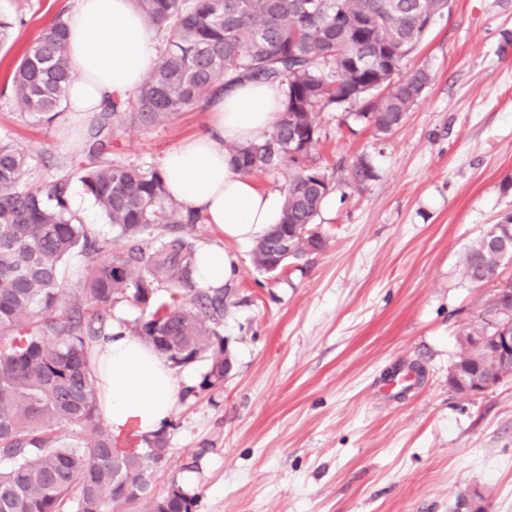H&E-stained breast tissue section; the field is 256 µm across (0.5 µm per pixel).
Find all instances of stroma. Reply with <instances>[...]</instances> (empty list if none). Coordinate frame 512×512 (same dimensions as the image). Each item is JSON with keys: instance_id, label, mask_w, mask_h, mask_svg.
Instances as JSON below:
<instances>
[{"instance_id": "stroma-1", "label": "stroma", "mask_w": 512, "mask_h": 512, "mask_svg": "<svg viewBox=\"0 0 512 512\" xmlns=\"http://www.w3.org/2000/svg\"><path fill=\"white\" fill-rule=\"evenodd\" d=\"M73 0H0L14 23L0 44V139L29 155L26 184L86 158L94 113L52 123L21 114L5 85L16 63ZM410 68L432 81L394 132L324 111L314 165L332 175L316 228L319 253L270 275L253 243H227L236 276L224 341L231 371L203 387L206 362L175 368L189 383L165 428L156 494L178 483L195 512H454L464 493L512 512V378L478 395L448 384L466 332L498 280L474 283L464 250L512 212V0H450ZM206 111L152 127L124 124L112 157L160 167L205 130ZM367 155L376 177L347 189L343 167ZM69 207L89 230L112 228L72 177Z\"/></svg>"}]
</instances>
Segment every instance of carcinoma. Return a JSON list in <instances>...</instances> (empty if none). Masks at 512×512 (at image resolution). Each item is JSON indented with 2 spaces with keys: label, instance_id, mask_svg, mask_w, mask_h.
Masks as SVG:
<instances>
[{
  "label": "carcinoma",
  "instance_id": "1",
  "mask_svg": "<svg viewBox=\"0 0 512 512\" xmlns=\"http://www.w3.org/2000/svg\"><path fill=\"white\" fill-rule=\"evenodd\" d=\"M147 24L164 34L140 87L117 96L91 134L81 181L112 227L120 249L93 235L69 210L72 174L43 186L23 185L28 156L0 140V512H112L138 504L143 512H193L196 497L179 484L156 496L152 473L168 458L166 434L122 450L98 412L88 341L106 335L114 308L141 315L125 322L132 336L174 367L208 362L202 387L224 379L222 288L192 278L196 249L182 230L202 216L169 198L161 170L111 158L114 126H155L180 112L207 109L217 94L242 82L276 84L283 111L260 140L228 152L246 175L286 166L280 223L257 240L253 264L269 272L288 235L286 263L323 250L314 229L332 178L309 163L319 142V114L352 111L379 134L397 129L431 81L421 67L400 76L428 22L448 13L445 0H134ZM66 27H45L17 63L15 106L51 120L71 83ZM376 177L368 157L351 165L345 184ZM88 257L84 288L71 294L60 269L75 250ZM512 256V213L461 255L463 276L492 279ZM167 297H157L159 286ZM489 303L493 320L472 328L454 368L474 367L473 380L499 378L492 321L512 324V283Z\"/></svg>",
  "mask_w": 512,
  "mask_h": 512
}]
</instances>
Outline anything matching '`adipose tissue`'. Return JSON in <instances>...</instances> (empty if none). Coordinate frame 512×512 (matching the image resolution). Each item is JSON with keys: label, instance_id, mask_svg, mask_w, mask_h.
I'll use <instances>...</instances> for the list:
<instances>
[{"label": "adipose tissue", "instance_id": "ef3b65f1", "mask_svg": "<svg viewBox=\"0 0 512 512\" xmlns=\"http://www.w3.org/2000/svg\"><path fill=\"white\" fill-rule=\"evenodd\" d=\"M65 58L75 79L66 105L72 112L101 111L113 96L134 92L158 55L154 28L133 0H76L65 17ZM208 131L168 151L162 161L167 189L185 210L200 213L221 240L196 254L193 278L219 288L236 273L224 240L245 243L279 223L283 198L243 174L225 151L267 134L282 111L277 87L247 82L214 98ZM125 307L113 312L110 333L101 337L90 366L100 407L115 440H143L159 433L182 394L184 379L151 346L130 336Z\"/></svg>", "mask_w": 512, "mask_h": 512}]
</instances>
